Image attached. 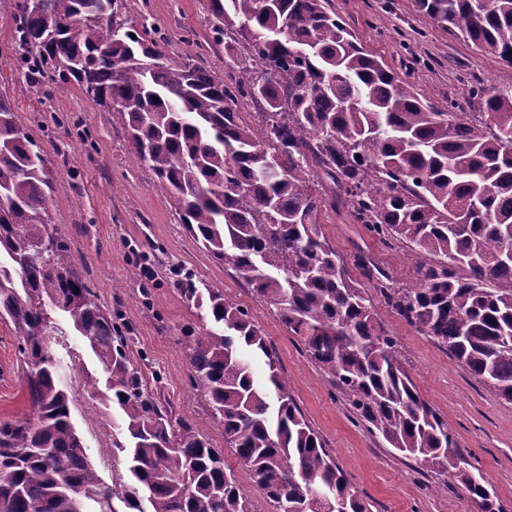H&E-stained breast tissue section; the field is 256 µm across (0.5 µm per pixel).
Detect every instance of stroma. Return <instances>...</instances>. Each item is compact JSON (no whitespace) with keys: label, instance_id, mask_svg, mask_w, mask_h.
<instances>
[{"label":"stroma","instance_id":"1","mask_svg":"<svg viewBox=\"0 0 512 512\" xmlns=\"http://www.w3.org/2000/svg\"><path fill=\"white\" fill-rule=\"evenodd\" d=\"M16 2L0 0V93L11 99L19 121L70 183L67 198L50 205L44 219L65 235L73 267L91 280L101 307L119 313L130 327L131 357L143 361L152 388L172 405L176 417L197 422L212 443L223 448L221 432L211 428L191 385V367L182 348L186 327L210 324L205 310L188 306L171 286L176 271L187 269L201 283L223 289L226 298L249 308L276 354L295 403L370 512H475L469 494L448 474L387 447L357 422L270 307L231 268L199 248L152 190L151 175L131 153L119 113L95 105L78 89L48 94L32 78L14 43ZM331 6L370 51L441 110L463 101L472 90L499 83L501 63L494 54L449 35L418 11L415 0H331ZM146 16L162 24L168 35L162 51L178 61L188 50L185 29L206 34L208 2L123 0L121 21L137 25ZM322 222L352 277L360 275L354 257L362 251L386 270L395 286L415 281L405 245L381 242L342 214L326 213ZM147 244L155 248L149 261L155 275L150 279L135 274L137 254ZM146 287L151 290L147 296L142 293ZM365 291L379 322L396 339L402 367L419 396L447 419L504 512H512V403L477 383L443 346L392 312L376 288L369 285ZM65 343L75 365L64 370V377L82 374L105 411L101 428L93 429L86 408L72 406L73 424L101 480L127 481L124 453L113 454L111 468L100 465L99 444L111 440L116 413L107 376L85 338L70 335ZM17 346L11 325L0 321V367L13 371L11 379L0 380V417L27 411L23 383L15 372Z\"/></svg>","mask_w":512,"mask_h":512}]
</instances>
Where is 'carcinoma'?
I'll return each mask as SVG.
<instances>
[{
    "mask_svg": "<svg viewBox=\"0 0 512 512\" xmlns=\"http://www.w3.org/2000/svg\"><path fill=\"white\" fill-rule=\"evenodd\" d=\"M416 6L493 53L499 87L439 110L361 43L330 0H209L206 40L187 32L192 53L156 69L149 63L163 55L164 30L118 20V0H39L36 9L17 0L15 42L48 92L78 88L121 114L134 156L187 233L271 307L371 434L447 473L480 512H502L322 231V214L344 209L378 239L405 243L412 285L394 286L362 252L361 275L394 313L512 402V0ZM218 46L250 64L216 75L203 56ZM471 106L480 114L462 117ZM65 192L0 93V320L18 339L27 401L25 415L0 419V512H87V501L112 512L115 499L129 512H252L225 471L224 448L173 418L128 356L132 337L44 222ZM173 287L207 307L215 325L185 331L193 388L275 512H368L295 404L248 309L190 274ZM71 329L107 374L121 413L112 447L126 453L129 484L101 481L70 420L65 357L50 343ZM254 356L265 358L263 382Z\"/></svg>",
    "mask_w": 512,
    "mask_h": 512,
    "instance_id": "cac0c4a2",
    "label": "carcinoma"
}]
</instances>
